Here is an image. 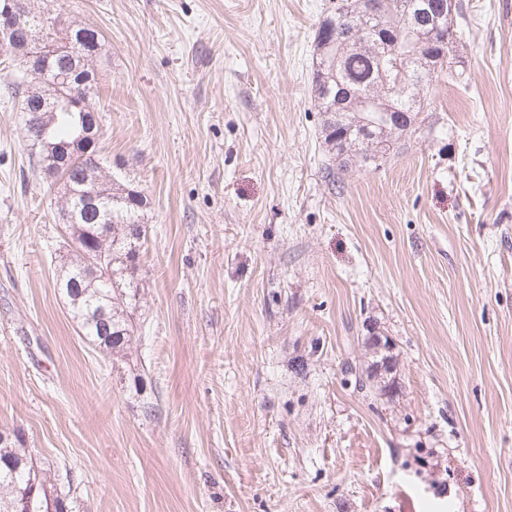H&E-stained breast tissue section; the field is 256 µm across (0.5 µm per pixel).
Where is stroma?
Returning a JSON list of instances; mask_svg holds the SVG:
<instances>
[{"label":"stroma","mask_w":512,"mask_h":512,"mask_svg":"<svg viewBox=\"0 0 512 512\" xmlns=\"http://www.w3.org/2000/svg\"><path fill=\"white\" fill-rule=\"evenodd\" d=\"M460 3L415 132L331 185V0H68L102 35L101 153L147 198L114 356L56 287L0 86V431L76 512H512V0ZM373 326L391 397L347 369Z\"/></svg>","instance_id":"1"}]
</instances>
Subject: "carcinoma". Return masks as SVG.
<instances>
[{"label": "carcinoma", "mask_w": 512, "mask_h": 512, "mask_svg": "<svg viewBox=\"0 0 512 512\" xmlns=\"http://www.w3.org/2000/svg\"><path fill=\"white\" fill-rule=\"evenodd\" d=\"M434 0H386V16L363 18L356 2L345 13L331 12L325 25L318 28L313 63L312 88L318 111L325 116L324 141L340 156V147L348 140L358 141L361 158L371 163L384 162L398 140L410 132L418 114L426 109V96L419 87L429 86L444 68L427 69L412 52V45L424 43L435 52L445 49L443 37L458 40L454 17L460 7L447 15L448 28L438 24L415 25L424 2ZM27 4L20 23L35 37L55 31L60 13ZM382 25L400 37L392 48L376 35ZM81 25L75 31L71 50L52 57L38 77L28 72L16 74L13 64L0 70L9 79L15 95L21 97L20 112L27 132L29 159L38 170L51 168L56 180L40 177L48 188H57L63 207L73 213L65 227L63 243L71 251L72 276L64 292L72 293L77 303L71 313L78 319L84 336L101 350L120 351L135 335L128 310L135 306L136 293L123 289V277L137 270L136 260L146 239L142 210L146 198L141 191L125 183L122 168L97 154L85 157L56 156L46 162L43 143H71L86 126L100 127L95 107L97 84L88 83L101 61L102 35L96 29L85 33ZM373 135L375 147L358 140L362 133ZM112 208V234L89 245L88 231L100 223L105 207ZM106 311L107 323L98 318ZM28 449L12 442L0 443V512H8L4 496L11 485L23 487L38 480L36 496L48 482L30 465Z\"/></svg>", "instance_id": "obj_1"}]
</instances>
